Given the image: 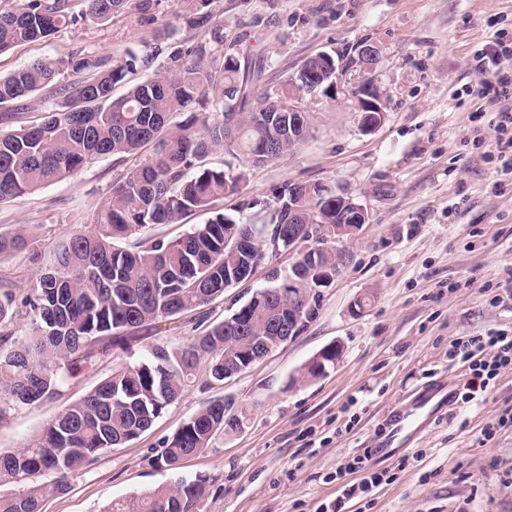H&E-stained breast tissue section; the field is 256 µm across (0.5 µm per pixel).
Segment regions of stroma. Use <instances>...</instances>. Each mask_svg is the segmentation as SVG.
<instances>
[{
	"label": "stroma",
	"instance_id": "1",
	"mask_svg": "<svg viewBox=\"0 0 512 512\" xmlns=\"http://www.w3.org/2000/svg\"><path fill=\"white\" fill-rule=\"evenodd\" d=\"M216 30L193 27L188 0H127L104 24L91 20L0 54L6 75L36 59L124 58L160 44L171 53L221 31L226 51L265 53L257 85L275 93L303 61L376 44L374 73L387 93V116L374 132L360 127L353 97L303 96L313 116L307 137L255 169L239 194L216 209L265 198L285 183L321 182L352 195L369 212L352 243V260L326 289L301 336L233 378L216 383L198 367L180 399L124 447L107 450L73 476L44 512H101L108 499L140 494L176 476L210 477L203 512H512V368L486 392L443 412L407 447L386 459L372 452L388 414L440 381L463 391V365L451 345L499 331L512 336V175L474 138L492 109L468 96L473 58L496 29L512 32V0H211ZM154 152L107 156L70 178L0 200V231L29 228L28 247L0 259V281L30 288L75 229L93 230L112 187ZM369 303L361 315L351 307ZM193 314L133 330L125 349L68 377L59 395L12 411L0 425V449L20 446L66 405L82 398L117 364L147 360L155 346L196 336ZM344 352L320 379L292 376L333 341ZM222 397L246 419L241 431L216 434L180 472L156 462L162 442L207 401ZM497 431L491 441L481 432ZM372 456L383 481L360 499L342 496L341 469Z\"/></svg>",
	"mask_w": 512,
	"mask_h": 512
}]
</instances>
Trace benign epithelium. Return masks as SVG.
Segmentation results:
<instances>
[{
    "label": "benign epithelium",
    "instance_id": "benign-epithelium-1",
    "mask_svg": "<svg viewBox=\"0 0 512 512\" xmlns=\"http://www.w3.org/2000/svg\"><path fill=\"white\" fill-rule=\"evenodd\" d=\"M379 62L380 51L370 44L358 46L356 54L351 57L327 51L309 57L300 68L298 81L294 82L303 91L288 94V111L298 113L292 132L288 133V148L298 145L307 134L309 114L299 106L300 97L305 93L317 96L325 91L337 97L353 89L358 90L356 107L360 113L361 128L366 133L375 131L387 114L386 93L371 76ZM349 74L353 79H347ZM314 187L313 183H295L288 187V223L293 225L300 219L306 224L302 230L295 227L288 230V254L293 257L288 276L291 279L297 274L303 276L307 287L297 294H289L288 299L281 301L276 309L275 324L285 343L304 332L316 311L315 297L323 294L348 267L352 259L348 243L369 223L367 209L348 194L332 196L336 217L321 212L316 206L318 197ZM254 241L255 238L249 234L234 230L224 239V244L247 253L252 250ZM331 351L342 355L341 342L325 346L309 359L308 364L316 373H327L323 357Z\"/></svg>",
    "mask_w": 512,
    "mask_h": 512
}]
</instances>
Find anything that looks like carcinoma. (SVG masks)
<instances>
[{
  "label": "carcinoma",
  "mask_w": 512,
  "mask_h": 512,
  "mask_svg": "<svg viewBox=\"0 0 512 512\" xmlns=\"http://www.w3.org/2000/svg\"><path fill=\"white\" fill-rule=\"evenodd\" d=\"M0 6V52L39 41L62 28L90 18L101 24L126 0H83L76 13L70 0H7ZM210 0H196L191 23L204 28L212 21ZM113 61L75 57L66 62L37 60L0 76V109L4 118L14 105L46 90L61 99L58 109L33 126L0 131V199L37 191L106 156L133 154L155 142L151 158L128 171L112 187L91 231H76L22 296L0 287V424L9 411L58 393L65 377L93 364L126 338L129 330L163 322L205 306L224 294L233 274L272 260L265 235L288 223V185L266 199L240 203L253 211L251 222L216 213L180 238H145L137 250L116 242L156 224H172L188 212L207 211L226 196L239 194L251 168L273 161L288 149V98L285 81L273 94L254 96L265 73V58L240 59L216 54L198 41L169 55L167 66L130 86L119 97L116 85L137 66L159 55ZM74 76L61 82L64 73ZM190 112L178 125V112ZM221 149L241 158L233 173L211 167L206 158ZM238 226L256 234L250 253L224 247V230ZM27 244L19 228L0 233V257ZM267 285L251 295L259 308L290 289L284 269L268 266ZM30 319V334L15 341L7 328L15 308ZM226 322L177 346H156L150 358L123 365L80 400L66 406L22 446L0 450V482L20 491L0 493V512H42L45 499L69 488L76 473L93 465L98 454L121 448L149 430L167 406L177 401L197 367L206 363L220 382L224 370L237 369L278 345L271 318L259 312L253 326L235 335ZM244 416L233 405L214 399L201 407L162 442L157 463L168 470L202 452L219 432H237ZM209 479L176 478L144 494L113 499L104 512H202Z\"/></svg>",
  "instance_id": "obj_1"
}]
</instances>
